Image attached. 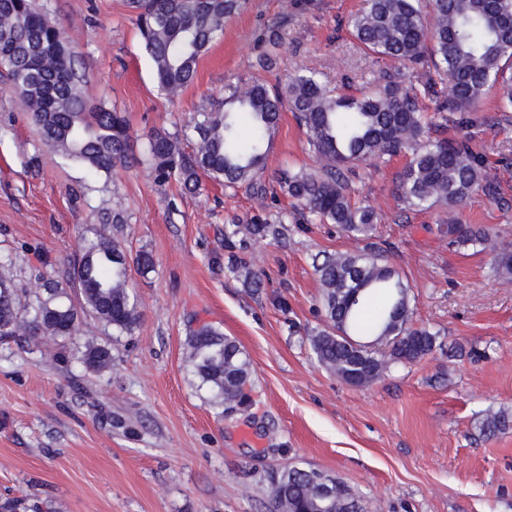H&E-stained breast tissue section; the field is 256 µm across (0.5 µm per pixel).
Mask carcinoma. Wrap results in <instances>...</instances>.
Instances as JSON below:
<instances>
[{"mask_svg": "<svg viewBox=\"0 0 512 512\" xmlns=\"http://www.w3.org/2000/svg\"><path fill=\"white\" fill-rule=\"evenodd\" d=\"M148 54L156 82L175 97L191 85L200 58L224 34V21L244 10L246 0H128ZM366 51L394 64V73L369 94L331 95L316 71L300 69L281 89L261 78L225 86L223 108L203 112L193 125L176 132L154 129L146 144V160L154 180L176 181L195 193L208 178L227 188L246 187L265 200L262 182L272 138L281 112L289 108L305 129L307 144L318 161L311 170H282L277 183L299 204V210L321 224H337L367 235L376 216L371 206L352 199L349 170L373 157L410 152L399 186V198L412 211L442 207L453 211L475 192L497 194L483 173V161L468 141L424 138L429 123L422 99L437 98L436 84L402 87L399 72L433 60L448 80L451 106L472 112L487 90L503 89L512 106V0H367L349 21ZM282 22L266 25L258 41L257 65L273 69L284 45ZM71 42L39 8L36 0H0V68L7 71L28 109L41 140L52 154L109 174L135 159L128 125L115 108L91 103L83 89ZM193 142L188 151L184 142ZM288 213L277 218L249 219L224 225L228 260L245 285L262 288L245 259L250 241L282 235ZM449 245L458 250L489 248L491 270L512 277V246L494 243L484 227L446 224ZM145 273L153 256H131L101 229L84 241L81 257L68 277L70 288L47 282L33 296L24 295L0 276V340L39 346L49 340L62 362L73 361L86 374L112 368V347L95 336L79 343L84 315L118 336L130 335L140 321L138 301L127 286L130 265ZM325 328L310 336L316 359L345 383L366 387L395 363L412 364L430 354L438 333L412 324L410 287L379 252L326 256L315 264ZM383 295L376 316H363L366 302ZM186 363L214 408L244 398L250 362L238 342L209 324L186 339ZM512 427V416H487L480 431L493 437ZM313 469L296 466L273 481V512H365L361 501L340 480L326 509L312 484ZM0 512H41L25 500L4 498Z\"/></svg>", "mask_w": 512, "mask_h": 512, "instance_id": "obj_1", "label": "carcinoma"}]
</instances>
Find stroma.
Returning <instances> with one entry per match:
<instances>
[{
  "instance_id": "1",
  "label": "stroma",
  "mask_w": 512,
  "mask_h": 512,
  "mask_svg": "<svg viewBox=\"0 0 512 512\" xmlns=\"http://www.w3.org/2000/svg\"><path fill=\"white\" fill-rule=\"evenodd\" d=\"M66 32L95 102L124 112L135 152L147 132L176 131L215 108L229 83L258 76L256 39L286 17V43L270 84L297 68L319 70L327 91L370 87L390 68L350 33L366 0H248L201 58L178 99L158 88L126 0H43ZM500 87L469 117L424 103L440 136L468 138L497 197L474 193L451 213L405 209L396 185L408 154L355 166L352 196L377 216L359 237L334 224H285L253 242L263 286L249 291L224 248V226L290 206L279 169L316 159L292 112L269 153L266 201L246 187L205 182L200 193L158 185L147 165L111 174L51 164L6 74L0 72V274L30 291L64 280L69 258L99 230L100 216L129 253L149 252L153 271H129L140 323L112 340L113 365L85 375L56 349L0 344V497H29L51 512H271L273 476L284 468L336 475L366 512H512V429L488 438L490 411L512 413V281L490 272V251H457L441 224H481L512 244V111ZM387 251L411 288L414 323L440 344L395 364L367 387L343 382L313 354L322 328L314 259ZM210 324L234 338L251 364L249 402L217 415L185 363L191 329Z\"/></svg>"
}]
</instances>
